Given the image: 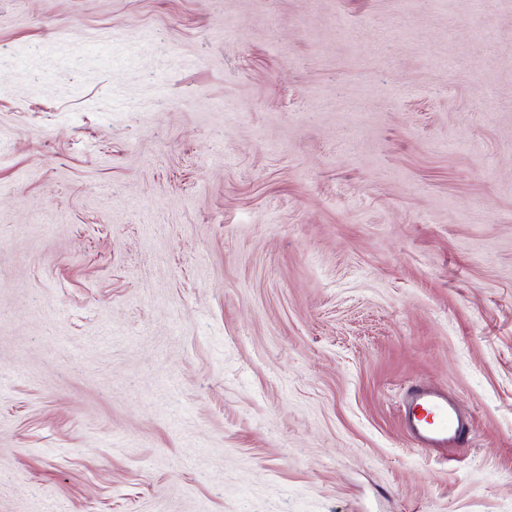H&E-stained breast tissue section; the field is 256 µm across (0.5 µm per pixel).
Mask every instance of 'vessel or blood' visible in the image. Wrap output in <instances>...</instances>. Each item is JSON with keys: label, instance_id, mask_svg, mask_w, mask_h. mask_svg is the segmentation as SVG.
Here are the masks:
<instances>
[{"label": "vessel or blood", "instance_id": "b4317fda", "mask_svg": "<svg viewBox=\"0 0 512 512\" xmlns=\"http://www.w3.org/2000/svg\"><path fill=\"white\" fill-rule=\"evenodd\" d=\"M404 428L420 448H466L472 425L447 392L421 383L411 386L402 409Z\"/></svg>", "mask_w": 512, "mask_h": 512}]
</instances>
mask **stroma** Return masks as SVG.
<instances>
[{"instance_id": "1", "label": "stroma", "mask_w": 512, "mask_h": 512, "mask_svg": "<svg viewBox=\"0 0 512 512\" xmlns=\"http://www.w3.org/2000/svg\"><path fill=\"white\" fill-rule=\"evenodd\" d=\"M51 501L512 512V0H0V512ZM402 419L408 436L419 448L470 446L472 424L444 390L421 383L411 386Z\"/></svg>"}]
</instances>
